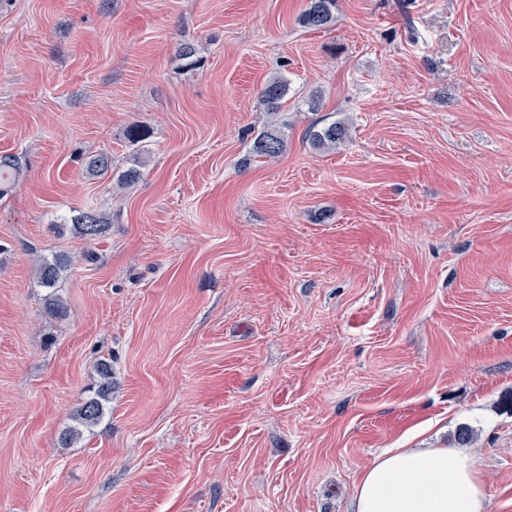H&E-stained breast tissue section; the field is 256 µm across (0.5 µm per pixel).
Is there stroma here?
<instances>
[{
    "mask_svg": "<svg viewBox=\"0 0 512 512\" xmlns=\"http://www.w3.org/2000/svg\"><path fill=\"white\" fill-rule=\"evenodd\" d=\"M307 3L0 0V512H351L382 450L463 423L512 512V0H336L319 31ZM271 120L285 152L251 157ZM88 206L90 244L59 228ZM336 0H309L299 16V24L310 30L331 27L336 22ZM288 92V81L282 76L269 79L263 86L260 98L266 107V112L275 114L279 112L281 102ZM347 134L348 128L343 123L334 121L321 128L309 131L308 140L314 149L329 151L344 143ZM23 172L21 157L15 154L0 155V197L19 185ZM71 213L66 224H72L78 237L90 243L103 237L112 224L110 216L92 207L73 210ZM72 257L65 253H55L51 256H40L35 264V278L41 288L50 290L49 309L57 316H64L66 306L55 295L59 281L72 265ZM98 380L93 387L94 393L79 407L73 425L63 434L66 442L77 441L85 431L96 426L104 417L107 405L112 400V368L109 362L103 361L98 365Z\"/></svg>",
    "mask_w": 512,
    "mask_h": 512,
    "instance_id": "1",
    "label": "stroma"
}]
</instances>
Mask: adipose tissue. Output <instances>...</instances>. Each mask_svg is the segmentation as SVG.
<instances>
[{
    "instance_id": "ef3b65f1",
    "label": "adipose tissue",
    "mask_w": 512,
    "mask_h": 512,
    "mask_svg": "<svg viewBox=\"0 0 512 512\" xmlns=\"http://www.w3.org/2000/svg\"><path fill=\"white\" fill-rule=\"evenodd\" d=\"M356 512H486L481 473L465 448H387L355 483Z\"/></svg>"
}]
</instances>
